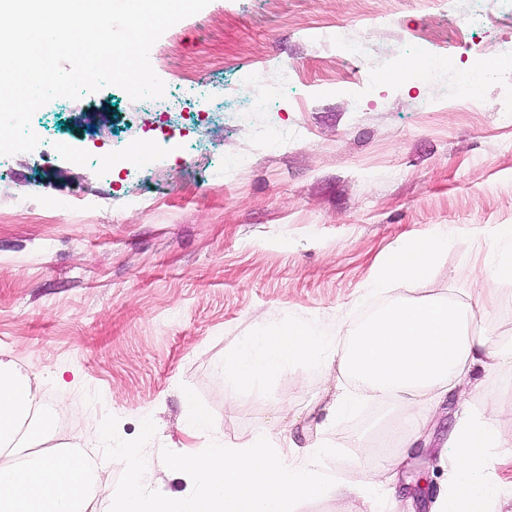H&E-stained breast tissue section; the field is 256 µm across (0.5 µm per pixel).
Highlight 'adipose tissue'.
<instances>
[{"mask_svg": "<svg viewBox=\"0 0 512 512\" xmlns=\"http://www.w3.org/2000/svg\"><path fill=\"white\" fill-rule=\"evenodd\" d=\"M451 241L447 227L439 225L402 242L386 255L368 293L394 282L426 281L434 257ZM483 267L493 278L512 282L511 225H502L486 243ZM480 304L473 297L460 301L437 294L397 300L341 342L291 325L245 344L225 359L218 375L245 389L287 373L301 358L318 369L332 365L355 386L337 396V416L353 413L363 401L393 402L402 412L397 434L411 437L440 394L475 383L478 372L512 367V336L474 328ZM502 445L496 420L460 402L448 432V489L439 497V512H487L501 489L487 479L486 461Z\"/></svg>", "mask_w": 512, "mask_h": 512, "instance_id": "obj_1", "label": "adipose tissue"}]
</instances>
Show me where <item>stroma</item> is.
Here are the masks:
<instances>
[{
    "label": "stroma",
    "instance_id": "35a3bbf8",
    "mask_svg": "<svg viewBox=\"0 0 512 512\" xmlns=\"http://www.w3.org/2000/svg\"><path fill=\"white\" fill-rule=\"evenodd\" d=\"M365 40V62L340 53L331 35ZM429 33L443 63L428 78L395 76ZM479 59L506 65L474 100L453 95V75ZM162 99L132 100L108 86L57 98L32 122L40 142L0 164V358L36 373L41 403L67 398L59 441L101 459L98 425L118 417L122 439L143 418L156 434L145 479L172 495L185 483L162 449L200 450L182 426L183 387L194 389L225 442L287 434L300 459L320 442L344 450L327 465L354 492L297 505L295 512H434L416 475L439 489L442 443L456 407L446 398L417 448L384 444L398 418L386 404L333 418L350 381L292 364L287 374L237 389L216 372L248 339L299 324L346 336L372 309L437 289L496 302L479 326L512 334V282L485 276L478 242L512 225V0H211L152 46ZM255 76L240 86L242 73ZM376 85L363 106L343 78ZM267 94L265 108L251 99ZM112 116L88 137L83 114ZM277 131L279 149L262 132ZM146 143L154 162L105 171L97 156ZM244 163L225 176L226 160ZM137 195L143 206L130 208ZM66 200L75 211L59 213ZM442 225L453 234L431 277L396 283L372 298L365 287L401 241ZM512 438V371L485 374L471 397ZM395 473L392 493L363 486L376 465Z\"/></svg>",
    "mask_w": 512,
    "mask_h": 512
}]
</instances>
